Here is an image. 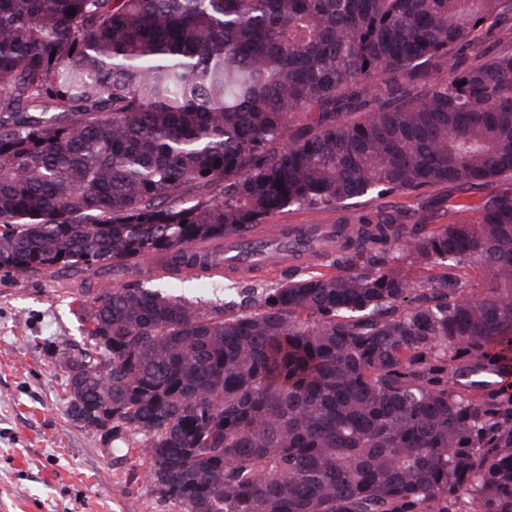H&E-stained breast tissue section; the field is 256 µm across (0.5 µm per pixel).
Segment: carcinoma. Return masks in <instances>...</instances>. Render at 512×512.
Here are the masks:
<instances>
[{"label": "carcinoma", "mask_w": 512, "mask_h": 512, "mask_svg": "<svg viewBox=\"0 0 512 512\" xmlns=\"http://www.w3.org/2000/svg\"><path fill=\"white\" fill-rule=\"evenodd\" d=\"M441 184L505 188L422 234L365 213L238 302L80 303L68 410L182 512H512V394L476 378L512 367V0H0L2 271L209 269L287 208Z\"/></svg>", "instance_id": "carcinoma-1"}]
</instances>
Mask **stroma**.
I'll list each match as a JSON object with an SVG mask.
<instances>
[{
  "instance_id": "stroma-1",
  "label": "stroma",
  "mask_w": 512,
  "mask_h": 512,
  "mask_svg": "<svg viewBox=\"0 0 512 512\" xmlns=\"http://www.w3.org/2000/svg\"><path fill=\"white\" fill-rule=\"evenodd\" d=\"M493 187L460 191L442 185L389 199L364 197L340 207L288 208L279 224H332L337 216L398 207L413 213L425 202L482 203ZM132 273L12 274L0 271V512H181L161 501L147 479V462L121 450L67 410L68 362L86 346L74 314L87 293L122 284L174 286L189 298L219 302L225 280L271 286L283 272L259 266L239 272L190 271L170 281L152 261L132 260Z\"/></svg>"
}]
</instances>
